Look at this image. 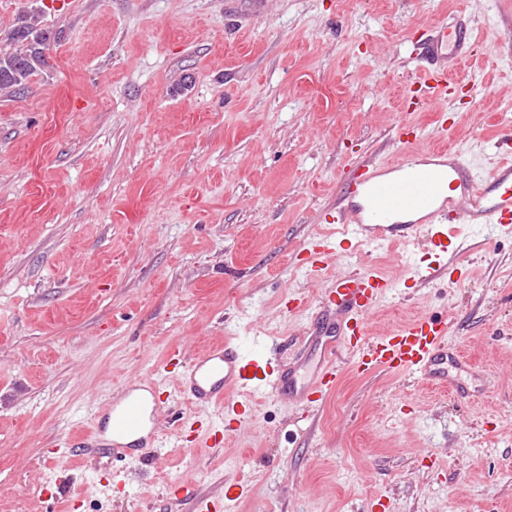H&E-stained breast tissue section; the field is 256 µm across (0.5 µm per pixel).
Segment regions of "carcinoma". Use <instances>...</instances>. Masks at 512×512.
Instances as JSON below:
<instances>
[{
    "instance_id": "carcinoma-1",
    "label": "carcinoma",
    "mask_w": 512,
    "mask_h": 512,
    "mask_svg": "<svg viewBox=\"0 0 512 512\" xmlns=\"http://www.w3.org/2000/svg\"><path fill=\"white\" fill-rule=\"evenodd\" d=\"M10 39L20 48L0 54V90L15 92L26 89L29 78L47 65L46 50L54 36L29 22L13 30Z\"/></svg>"
}]
</instances>
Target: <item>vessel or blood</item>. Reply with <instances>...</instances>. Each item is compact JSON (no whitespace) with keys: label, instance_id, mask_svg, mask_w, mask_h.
<instances>
[{"label":"vessel or blood","instance_id":"b4317fda","mask_svg":"<svg viewBox=\"0 0 512 512\" xmlns=\"http://www.w3.org/2000/svg\"><path fill=\"white\" fill-rule=\"evenodd\" d=\"M475 43L474 28L462 15L440 19L416 46L418 96L437 111V136L448 133V101L455 94L448 65L469 57ZM422 137L417 127L401 128L396 139L408 148L404 156L357 164L339 182L337 205L321 214L322 223L335 225V234L315 237L301 251L298 265L309 278H321L348 250L403 243L429 255L427 264L411 263L414 285L456 283L464 278L463 268L453 261L463 249L461 225L512 232V159L503 158L481 174L460 150L422 146ZM393 288L389 277L369 265L337 276L307 316V349L289 364L263 335L251 337L246 346L225 338L186 365L180 350H172L153 374L131 377L91 435L66 443L67 454L92 458L95 469L106 475L114 474L117 464L157 458L166 447L158 421L166 408L181 401L206 414L192 431L195 440L223 447L232 425L253 419L254 397L273 395L309 412L320 407L335 392L336 361L343 350L351 352L357 373H409L435 384L452 383L457 395L474 397L465 381L448 377L449 368L464 366L465 360L448 343L447 314L430 313L394 331L372 334L370 316ZM167 379L173 382L168 390L163 387ZM214 410L222 412V425L208 419ZM248 492L242 482L210 495L182 485L174 491V503L191 512H224L225 502Z\"/></svg>","mask_w":512,"mask_h":512}]
</instances>
